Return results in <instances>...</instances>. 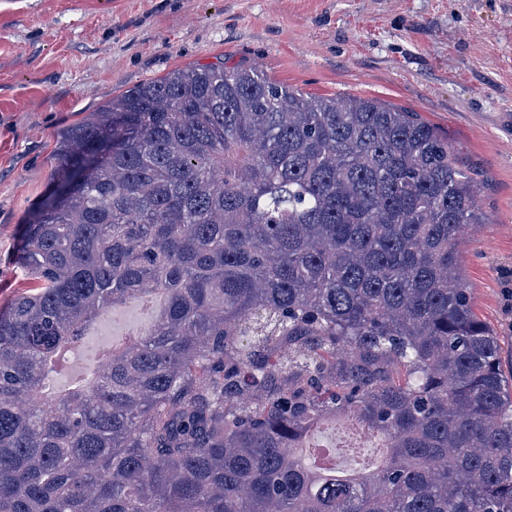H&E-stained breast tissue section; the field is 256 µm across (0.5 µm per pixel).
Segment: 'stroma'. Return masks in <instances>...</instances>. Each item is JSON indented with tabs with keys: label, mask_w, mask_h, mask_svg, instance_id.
Returning a JSON list of instances; mask_svg holds the SVG:
<instances>
[{
	"label": "stroma",
	"mask_w": 512,
	"mask_h": 512,
	"mask_svg": "<svg viewBox=\"0 0 512 512\" xmlns=\"http://www.w3.org/2000/svg\"><path fill=\"white\" fill-rule=\"evenodd\" d=\"M259 67L302 92L413 112L479 188L461 251L477 315L512 374V0H0V310L25 284L30 210L56 133L185 67ZM137 302L86 334L146 325Z\"/></svg>",
	"instance_id": "35a3bbf8"
}]
</instances>
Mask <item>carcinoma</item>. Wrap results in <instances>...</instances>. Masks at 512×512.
<instances>
[{"label":"carcinoma","instance_id":"obj_1","mask_svg":"<svg viewBox=\"0 0 512 512\" xmlns=\"http://www.w3.org/2000/svg\"><path fill=\"white\" fill-rule=\"evenodd\" d=\"M54 156L0 311V512H512V382L458 246L477 187L434 127L202 65ZM135 298L150 331L47 391ZM340 413L379 466L310 447Z\"/></svg>","mask_w":512,"mask_h":512}]
</instances>
